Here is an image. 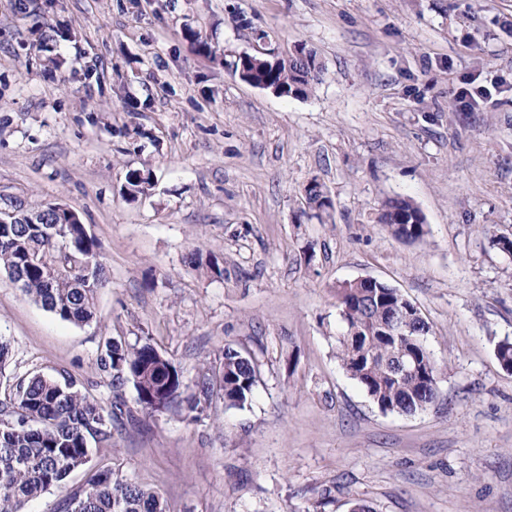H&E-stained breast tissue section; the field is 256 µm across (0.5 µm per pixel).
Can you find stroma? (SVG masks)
I'll return each instance as SVG.
<instances>
[{
	"label": "stroma",
	"instance_id": "stroma-1",
	"mask_svg": "<svg viewBox=\"0 0 512 512\" xmlns=\"http://www.w3.org/2000/svg\"><path fill=\"white\" fill-rule=\"evenodd\" d=\"M48 17L64 34L41 49L0 0V197L75 209L106 284L76 325L0 271L5 374L110 405V337L152 344L181 376L155 414L125 381L135 420L90 468L167 512H512V373L495 355L512 341L496 245L512 238V0H55ZM260 34L285 58L317 51L308 97L233 74ZM473 86L487 96L466 112L455 94ZM131 169L153 176L133 201ZM313 179L334 202L324 222ZM390 197L413 201L423 240L378 223ZM359 278L430 327L439 397L423 412L382 411L336 358V291ZM228 346L259 369L241 409L220 389Z\"/></svg>",
	"mask_w": 512,
	"mask_h": 512
}]
</instances>
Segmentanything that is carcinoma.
Segmentation results:
<instances>
[{
  "mask_svg": "<svg viewBox=\"0 0 512 512\" xmlns=\"http://www.w3.org/2000/svg\"><path fill=\"white\" fill-rule=\"evenodd\" d=\"M18 13L43 30L51 27L36 0H18ZM244 69L274 86L283 96L306 97L320 80L323 67L317 52L279 64L256 63L239 55L233 72ZM127 193L136 198L150 184V174L131 169L125 177ZM378 223L397 239L418 241L427 234L419 210L411 200L389 198ZM0 270L21 284L33 302L64 321H89L97 290L104 286L99 243L83 224H63L50 208L39 224H0ZM339 315L345 324L336 357L347 375L383 411L414 414L426 410L438 396L440 368L425 343L424 326L404 317L412 305L398 290L376 281L370 286L341 284ZM407 359L418 362L415 372L403 373ZM227 407L242 408L258 379L254 361L233 348L224 350ZM98 368L112 375V388L133 381L141 407L159 412L180 389L177 369L161 360L144 343L128 347L107 340ZM167 389L168 401L156 403L151 390ZM0 399V512H24L25 505L87 465L92 447L109 446L113 437L112 411L71 385H61L40 373L6 384ZM65 512H166L158 496L139 485L113 476L110 470L86 474L83 488L64 503Z\"/></svg>",
  "mask_w": 512,
  "mask_h": 512,
  "instance_id": "obj_1",
  "label": "carcinoma"
}]
</instances>
